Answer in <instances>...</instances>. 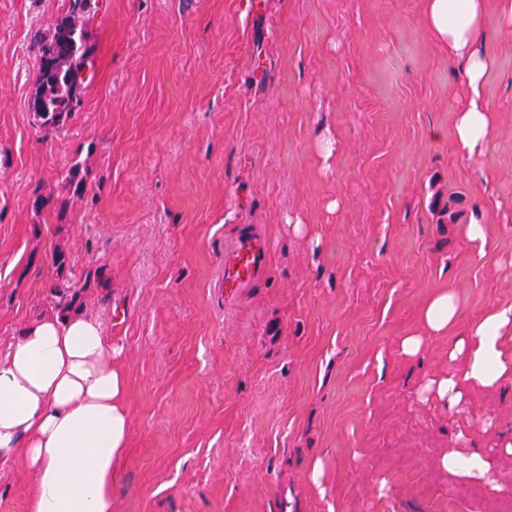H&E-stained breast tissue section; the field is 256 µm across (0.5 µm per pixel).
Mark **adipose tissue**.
<instances>
[{"label": "adipose tissue", "instance_id": "ef3b65f1", "mask_svg": "<svg viewBox=\"0 0 512 512\" xmlns=\"http://www.w3.org/2000/svg\"><path fill=\"white\" fill-rule=\"evenodd\" d=\"M488 0H426V24L451 57L468 64L469 96L456 118V148L483 153L495 112L483 96L488 57L477 53ZM458 317L441 291L421 313L427 332L445 334ZM463 370L432 381L455 408L474 390L512 387V305L485 313L451 353ZM128 384L101 323L73 314L30 327L0 356V458L35 477L30 512H112V486L130 437Z\"/></svg>", "mask_w": 512, "mask_h": 512}]
</instances>
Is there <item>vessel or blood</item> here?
Instances as JSON below:
<instances>
[{
    "instance_id": "obj_1",
    "label": "vessel or blood",
    "mask_w": 512,
    "mask_h": 512,
    "mask_svg": "<svg viewBox=\"0 0 512 512\" xmlns=\"http://www.w3.org/2000/svg\"><path fill=\"white\" fill-rule=\"evenodd\" d=\"M271 243L250 232L239 234L224 250L220 280L225 292L234 294L250 287L269 269Z\"/></svg>"
}]
</instances>
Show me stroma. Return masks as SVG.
Returning <instances> with one entry per match:
<instances>
[{"instance_id":"35a3bbf8","label":"stroma","mask_w":512,"mask_h":512,"mask_svg":"<svg viewBox=\"0 0 512 512\" xmlns=\"http://www.w3.org/2000/svg\"><path fill=\"white\" fill-rule=\"evenodd\" d=\"M68 11L0 0V355L56 315L55 245L73 281L102 268L81 312L129 384L112 512H504L512 390L454 411L425 390L460 372L449 352L488 308L512 304L499 0L477 45L497 119L469 161L463 64L425 0H92L95 77L48 130L29 104ZM247 224L269 236L270 268L228 302L224 247ZM440 289L458 320L431 336L420 313ZM466 447L491 458L489 480L443 467ZM34 489L0 465V512H29Z\"/></svg>"}]
</instances>
